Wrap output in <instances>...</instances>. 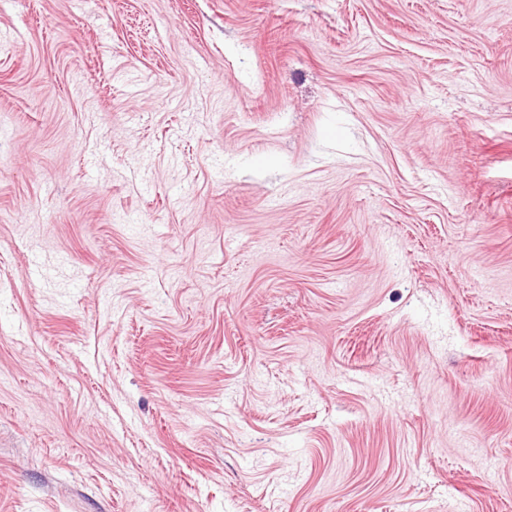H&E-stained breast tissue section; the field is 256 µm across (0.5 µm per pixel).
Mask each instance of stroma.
I'll return each instance as SVG.
<instances>
[{
	"label": "stroma",
	"mask_w": 512,
	"mask_h": 512,
	"mask_svg": "<svg viewBox=\"0 0 512 512\" xmlns=\"http://www.w3.org/2000/svg\"><path fill=\"white\" fill-rule=\"evenodd\" d=\"M0 512H512V0H0Z\"/></svg>",
	"instance_id": "stroma-1"
}]
</instances>
